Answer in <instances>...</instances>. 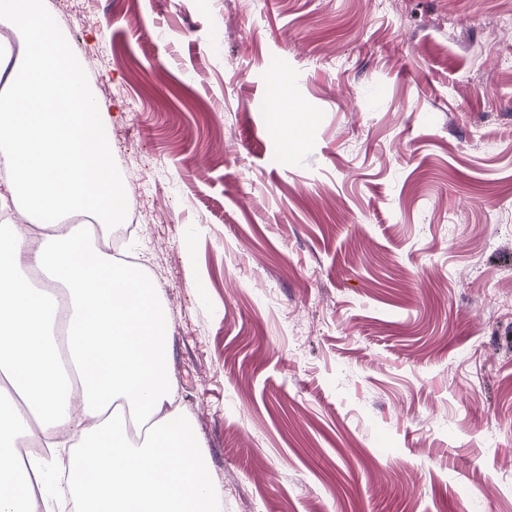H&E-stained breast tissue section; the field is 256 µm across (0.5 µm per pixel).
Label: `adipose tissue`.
Listing matches in <instances>:
<instances>
[{
  "instance_id": "obj_1",
  "label": "adipose tissue",
  "mask_w": 512,
  "mask_h": 512,
  "mask_svg": "<svg viewBox=\"0 0 512 512\" xmlns=\"http://www.w3.org/2000/svg\"><path fill=\"white\" fill-rule=\"evenodd\" d=\"M28 47L0 60V434L44 448L74 436L80 477L60 480L44 457L0 452V512L38 505L80 512H222L169 370L168 319L136 265L92 245L95 224L119 222L126 191L112 169L107 106L86 88L44 0H0ZM69 295L58 308L28 270Z\"/></svg>"
}]
</instances>
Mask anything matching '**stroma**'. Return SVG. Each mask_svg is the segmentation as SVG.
<instances>
[{"mask_svg": "<svg viewBox=\"0 0 512 512\" xmlns=\"http://www.w3.org/2000/svg\"><path fill=\"white\" fill-rule=\"evenodd\" d=\"M48 2L223 512H512V0Z\"/></svg>", "mask_w": 512, "mask_h": 512, "instance_id": "35a3bbf8", "label": "stroma"}]
</instances>
